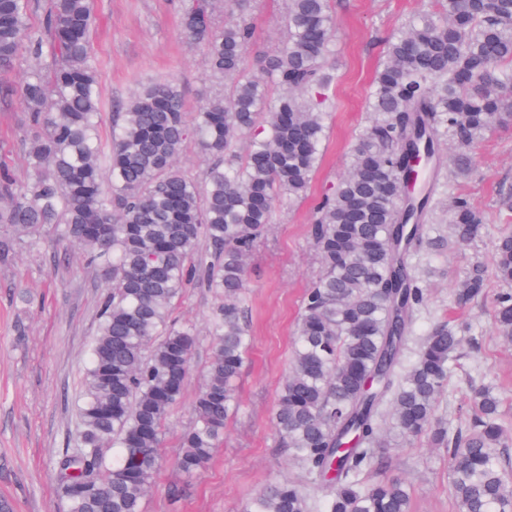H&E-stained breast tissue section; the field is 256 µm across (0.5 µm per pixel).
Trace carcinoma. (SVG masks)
Segmentation results:
<instances>
[{
	"label": "carcinoma",
	"mask_w": 512,
	"mask_h": 512,
	"mask_svg": "<svg viewBox=\"0 0 512 512\" xmlns=\"http://www.w3.org/2000/svg\"><path fill=\"white\" fill-rule=\"evenodd\" d=\"M248 2L189 0L183 35L202 46L224 92L191 124L177 85L141 84L112 125L106 190L93 0H49L42 32L29 25L39 0H0V69L24 46L36 60L54 59L50 75L32 67L19 88L26 115L16 144L25 171L17 178L0 165V263L18 246L78 247L107 282L78 426L55 458L64 512H142L198 344L192 326L172 319L189 284L218 302L209 319L215 348L174 458L182 474L194 476L211 459L237 407L251 345L246 259L278 205L309 194L327 138L324 63L336 41L331 0H287L285 39L256 66ZM436 2L386 43L369 90L371 120L345 176L315 207L321 271L305 293L273 412L280 444L309 482H272L243 512H409L402 482L370 477L387 408L402 434L429 433L448 449L457 512H512L499 397L474 384L457 427L437 415L471 327L435 325L414 360L401 364L425 303L409 258L446 244L427 224L440 174L466 166L467 149L494 121L512 120V0ZM443 129L457 146L451 156L441 152ZM191 140L210 160L199 180L178 166ZM414 156L423 160L419 190L407 197L402 184ZM449 222L468 243L482 235L485 217L457 196ZM493 281V324L512 339L511 227L490 261L472 265L454 302L483 298Z\"/></svg>",
	"instance_id": "obj_1"
}]
</instances>
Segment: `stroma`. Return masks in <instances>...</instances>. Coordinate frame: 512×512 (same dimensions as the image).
Returning a JSON list of instances; mask_svg holds the SVG:
<instances>
[{"mask_svg":"<svg viewBox=\"0 0 512 512\" xmlns=\"http://www.w3.org/2000/svg\"><path fill=\"white\" fill-rule=\"evenodd\" d=\"M187 0H94L92 55L102 95L101 138L109 140L112 118L126 105L139 82L159 79L181 90L188 116L218 94L201 47L181 35ZM336 48L325 68L329 125L323 161L308 198L278 206L266 239L247 260L246 316L252 347L237 381L240 407L224 433V444L199 475L185 477L172 464L182 431L189 425L191 402L210 360L214 342L207 319L213 296L187 288L174 316L196 327L199 345L185 396L172 411L160 450L154 483L143 512H240L244 501L277 479L306 482L304 470L279 446L271 420L278 387L288 372L292 340L302 299L319 274L311 237V215L320 198L346 174L351 146L368 122L367 92L387 40L409 20L433 9L432 0H333ZM254 35L249 56L272 54L286 33V0H253ZM30 65L20 56L15 68L0 72V162L23 174L24 161L12 137L24 112L8 93ZM467 172L442 171L434 196L432 225L447 233L452 197L463 195L482 210L486 231L469 243L449 240L445 250L415 255L412 263L426 290V304L405 352L414 353L434 324L467 321L473 340L465 345L461 367L438 414L455 421L466 407L470 376L491 367L486 382L512 420V342L493 327L492 297L461 308L453 301L464 271L488 259L505 226H512V123L495 125L470 149ZM104 290L98 273L87 268L79 249L54 259L51 248H18L0 265V501L10 512H60L54 461L76 426L87 350L97 334V302ZM448 452L403 438L384 428L374 478L399 479L409 487V512H457L448 493Z\"/></svg>","mask_w":512,"mask_h":512,"instance_id":"stroma-1","label":"stroma"}]
</instances>
